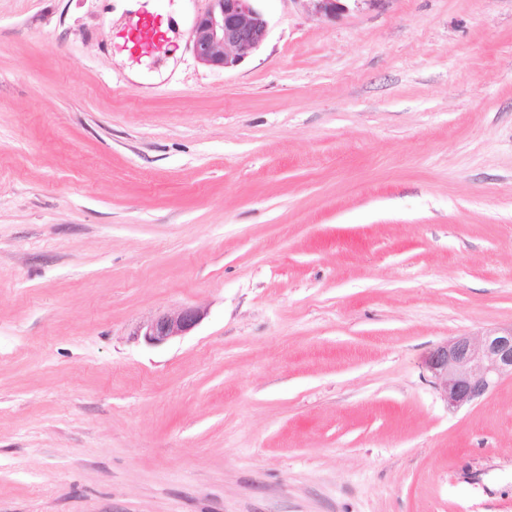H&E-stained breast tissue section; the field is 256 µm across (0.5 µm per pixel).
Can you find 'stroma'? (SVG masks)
Returning a JSON list of instances; mask_svg holds the SVG:
<instances>
[{"label": "stroma", "instance_id": "35a3bbf8", "mask_svg": "<svg viewBox=\"0 0 512 512\" xmlns=\"http://www.w3.org/2000/svg\"><path fill=\"white\" fill-rule=\"evenodd\" d=\"M0 0V512H512V0ZM196 306L148 344L155 313ZM261 0H209L192 28V52L200 64L214 69L237 66L258 50L269 34ZM130 37L142 50L152 48L162 38L159 24L153 17H144L131 30ZM200 307H186L176 311H159L138 327L146 342L161 345L188 335L206 317ZM423 366L449 410L473 404L512 380V324L446 340L424 356Z\"/></svg>", "mask_w": 512, "mask_h": 512}]
</instances>
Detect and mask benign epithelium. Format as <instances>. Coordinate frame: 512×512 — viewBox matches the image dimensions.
I'll return each mask as SVG.
<instances>
[{"mask_svg":"<svg viewBox=\"0 0 512 512\" xmlns=\"http://www.w3.org/2000/svg\"><path fill=\"white\" fill-rule=\"evenodd\" d=\"M192 28V52L214 69L237 66L259 49L269 34V20L259 0H209ZM315 13L334 18L347 10L344 0H310ZM200 307L160 311L138 327L146 342L161 345L188 335L206 317ZM435 389L448 409L458 410L512 379V325L480 334L464 333L431 349L423 358Z\"/></svg>","mask_w":512,"mask_h":512,"instance_id":"obj_1","label":"benign epithelium"}]
</instances>
